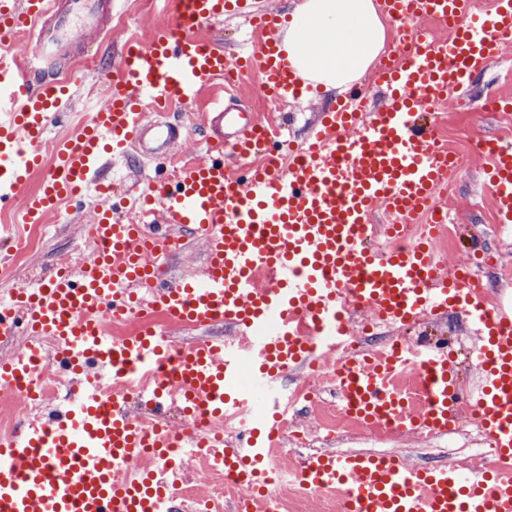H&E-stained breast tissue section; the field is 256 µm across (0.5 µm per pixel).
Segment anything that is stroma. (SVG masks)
I'll list each match as a JSON object with an SVG mask.
<instances>
[{"label":"stroma","instance_id":"1","mask_svg":"<svg viewBox=\"0 0 512 512\" xmlns=\"http://www.w3.org/2000/svg\"><path fill=\"white\" fill-rule=\"evenodd\" d=\"M112 13L118 18L119 24L112 30L111 43L104 45L98 52L102 60L117 57L123 41L141 36L143 29L169 21L162 0H112ZM508 72L512 73V45L503 47L491 67L474 80L469 97L449 98L436 112V124L442 140L466 155L445 199L451 229L447 239L435 245L442 261L450 268L465 260V249L470 238L475 235L485 241L491 265L502 257L512 259V228H503L496 223L492 200L484 189L486 175L482 169L483 159L469 149V143L475 137L512 138V116L481 107L486 92L512 96V80L504 78ZM72 77L75 95L66 106L68 115L63 124L51 127L46 135L47 140L55 143L76 133L92 104L107 88L105 78L83 67L77 68ZM255 86V81L251 79L238 84L237 97L241 105L263 115L278 113L286 116L296 112L310 115L329 109L337 99L336 94L316 89L305 97L273 107L257 94ZM91 218L89 207L77 210L62 205L49 221L50 234L27 249L22 267L13 268L0 263V297H9L13 290L31 276H51L58 264L75 260L86 246L85 226ZM491 265L476 270L483 282L495 278ZM406 335L411 339L445 336L454 341L460 383L467 389L475 384L477 371L471 356L475 338L465 329L441 316L429 315L408 329ZM297 412L303 428L309 433L310 445L305 449H295L287 455V462L295 465L299 464L308 451L322 448L339 452L371 451L396 455L424 467L445 462L468 467L486 468L490 465L489 458L478 450V435L464 422L449 430L446 435L433 439L391 436L386 442L374 443L354 435L343 424L337 425L332 431H325L319 421L309 418L305 404H298Z\"/></svg>","mask_w":512,"mask_h":512}]
</instances>
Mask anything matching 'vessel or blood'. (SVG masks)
I'll return each mask as SVG.
<instances>
[{
	"label": "vessel or blood",
	"instance_id": "obj_1",
	"mask_svg": "<svg viewBox=\"0 0 512 512\" xmlns=\"http://www.w3.org/2000/svg\"><path fill=\"white\" fill-rule=\"evenodd\" d=\"M174 22L127 40L110 71L105 103L79 134L45 158L42 143L70 93L57 69L112 31L104 0H0V211L42 224L59 203L94 190L92 258L78 272L37 277L0 304V341L28 339L0 360V391L38 398L30 380L41 369L36 342L59 345L54 367L79 406L55 405L45 420L0 444V512H174L173 487L159 465L178 471L179 448H223L224 469L240 490L235 512H266L277 481L269 454L283 435L277 402L239 444L224 446L188 426H140L130 405L99 395L103 376L130 384L152 368L156 413L174 407L217 419L292 371L311 373L353 334L363 315L401 328L421 316L454 313L477 334L479 385L461 392L448 347L391 337L383 349L335 368L341 407L371 427L399 435L446 433L468 407L497 454L512 458V306L486 303L481 280L459 267L449 275L423 233L395 251L375 242L410 225L444 224L443 191L459 158L437 137L433 106L463 95L512 43V0H380L406 34L372 83L354 86L319 113L307 137L280 163L278 134L227 95L215 97L202 124L219 133L205 159L174 167L173 180L150 186L136 208L140 223L112 208L113 182L101 178L106 156L131 148L170 155L179 125L157 118L172 102L195 104L226 70L257 71L262 94L278 102L303 87L277 36L278 10L254 0H167ZM251 14L267 33L249 58L224 52L201 34L231 14ZM31 39L27 57L6 44ZM393 101L370 106L374 89ZM487 187L500 223H512V144L479 141ZM39 174L37 190L24 186ZM200 236L203 268L165 280L144 250L168 255L187 234ZM135 312L143 328L107 341L109 313ZM224 323L231 338L169 350L172 329ZM309 494L340 492L344 512H512V468L452 463L420 468L401 458L322 450L297 472Z\"/></svg>",
	"mask_w": 512,
	"mask_h": 512
}]
</instances>
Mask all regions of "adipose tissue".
Listing matches in <instances>:
<instances>
[{"label": "adipose tissue", "mask_w": 512, "mask_h": 512, "mask_svg": "<svg viewBox=\"0 0 512 512\" xmlns=\"http://www.w3.org/2000/svg\"><path fill=\"white\" fill-rule=\"evenodd\" d=\"M282 48L298 77L325 91L347 90L384 47L374 0H293Z\"/></svg>", "instance_id": "1"}]
</instances>
